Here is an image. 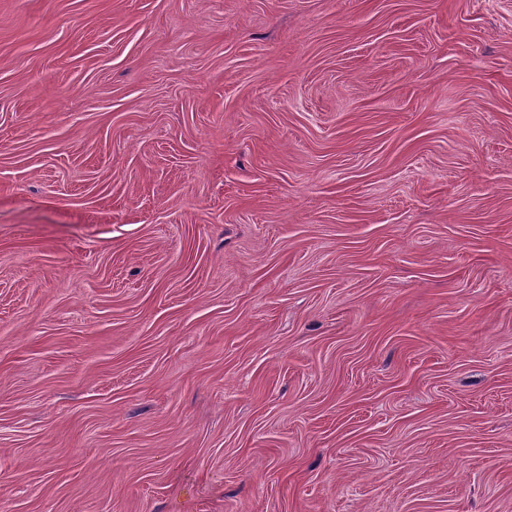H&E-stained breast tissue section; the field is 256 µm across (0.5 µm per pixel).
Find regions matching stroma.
<instances>
[{
    "label": "stroma",
    "instance_id": "stroma-1",
    "mask_svg": "<svg viewBox=\"0 0 512 512\" xmlns=\"http://www.w3.org/2000/svg\"><path fill=\"white\" fill-rule=\"evenodd\" d=\"M0 512H512V0H0Z\"/></svg>",
    "mask_w": 512,
    "mask_h": 512
}]
</instances>
